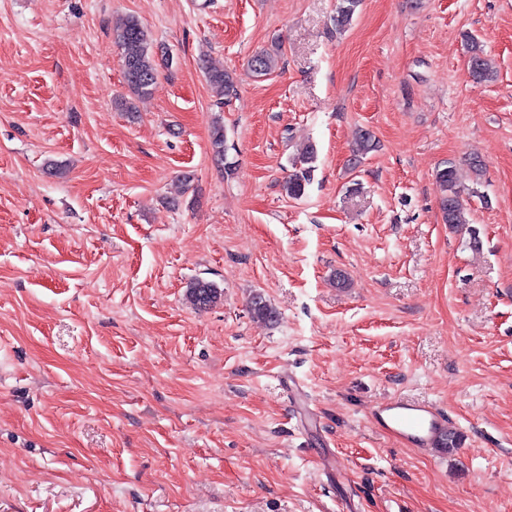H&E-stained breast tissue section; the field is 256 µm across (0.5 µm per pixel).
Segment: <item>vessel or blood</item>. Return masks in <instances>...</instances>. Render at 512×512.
I'll list each match as a JSON object with an SVG mask.
<instances>
[{"mask_svg": "<svg viewBox=\"0 0 512 512\" xmlns=\"http://www.w3.org/2000/svg\"><path fill=\"white\" fill-rule=\"evenodd\" d=\"M368 418L414 448L436 446L448 430V420L436 406L401 397H393L374 406Z\"/></svg>", "mask_w": 512, "mask_h": 512, "instance_id": "b4317fda", "label": "vessel or blood"}]
</instances>
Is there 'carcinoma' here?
I'll list each match as a JSON object with an SVG mask.
<instances>
[{
    "instance_id": "obj_1",
    "label": "carcinoma",
    "mask_w": 512,
    "mask_h": 512,
    "mask_svg": "<svg viewBox=\"0 0 512 512\" xmlns=\"http://www.w3.org/2000/svg\"><path fill=\"white\" fill-rule=\"evenodd\" d=\"M360 0H340L336 12V26L344 28L352 20ZM115 45L120 50L124 79L130 93L138 98L148 97L156 83L158 76V51L139 19L129 15L118 22L112 29ZM467 48L470 53L469 67L472 76L477 80H485L491 76V67L484 56L479 43L472 37L467 39ZM276 66V59L270 53L261 51L256 53L251 61L250 68L257 75H267ZM209 85L224 99L236 95L237 85L234 73L224 69H211L206 72ZM226 135L224 125L215 123L210 132L211 149L219 160H224ZM376 139L371 131L361 129L358 131L354 156L361 158L375 150ZM317 160V148L312 142L304 144L292 158V171L283 184V190L288 197L300 199L306 195L307 188L312 180L314 163ZM436 180L443 188L444 196L441 200V211L444 223L459 227L468 224L466 208L461 199L459 173L456 166L450 164L436 172ZM188 294L194 306L206 309L217 302L221 297L219 287L203 279H196L188 286ZM249 311L253 318L273 323L277 320V312L261 293L252 295L249 301Z\"/></svg>"
}]
</instances>
